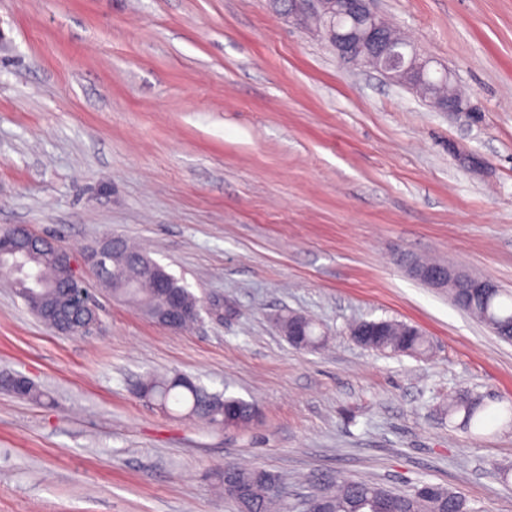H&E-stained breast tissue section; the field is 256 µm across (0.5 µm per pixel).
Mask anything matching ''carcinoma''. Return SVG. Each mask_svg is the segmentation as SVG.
<instances>
[{"label":"carcinoma","mask_w":512,"mask_h":512,"mask_svg":"<svg viewBox=\"0 0 512 512\" xmlns=\"http://www.w3.org/2000/svg\"><path fill=\"white\" fill-rule=\"evenodd\" d=\"M151 261L145 253L120 241L110 251V259L102 274L110 287L112 297L125 301L144 311L147 315L158 314L162 302L154 285L139 276L140 265ZM31 262L39 269L45 287L39 289L44 302L50 306L63 305L64 292L59 288L62 281L71 277L70 271L44 262L37 254ZM165 287L180 293L184 300L200 306L199 300L170 273L163 274ZM468 313L481 322L493 327L499 337L512 341V294L499 290L488 297H476L467 305ZM403 325L391 323L390 335L384 337L380 347L395 355L407 354L422 356L429 349L425 336H403ZM300 342L294 344L299 349H308L320 344L323 335L312 320L301 317ZM0 387L24 400H37L41 393L27 378L11 375L0 378ZM137 394L163 411L177 405L184 408L183 415L199 418L209 425L222 428L247 425L255 421L254 403L227 396L223 391H212L205 384L188 376L157 377L149 374L139 383ZM462 415L463 427L469 431L482 430L490 418L497 415L506 417L512 424V404L503 408L492 407L484 397L471 392L457 394L448 401V416ZM258 473L256 469H244L227 464L217 473L219 482L224 480L248 481ZM277 497L267 494L260 486L256 487L252 512H272ZM309 512H472L464 496L448 491L444 495H429L417 487L410 494L394 493L370 482H348L336 490L328 492L317 502L308 506Z\"/></svg>","instance_id":"1"}]
</instances>
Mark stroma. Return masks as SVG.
Masks as SVG:
<instances>
[{"instance_id": "obj_1", "label": "stroma", "mask_w": 512, "mask_h": 512, "mask_svg": "<svg viewBox=\"0 0 512 512\" xmlns=\"http://www.w3.org/2000/svg\"><path fill=\"white\" fill-rule=\"evenodd\" d=\"M448 66L477 117L440 112L343 62L269 0H0V232L60 240L102 304L64 336L0 281V512H237L214 473L275 475L288 512L343 481L423 482L512 512V425L466 434L448 397L512 402V343L412 278L403 257L512 291V0H376ZM478 156L480 165L465 161ZM105 236L141 245L199 299L171 332L81 264ZM324 334L293 347L275 319ZM358 319L419 328L389 355ZM252 401L217 429L139 398L146 373ZM390 336H384L380 347L383 352L393 353L394 355H414L422 356L429 349V341L419 333L417 336H402L403 324L390 321ZM0 387L24 400H37L41 398V393L37 387L23 376H1Z\"/></svg>"}]
</instances>
